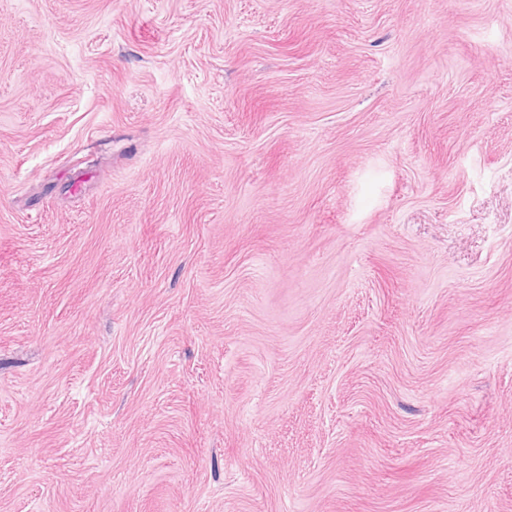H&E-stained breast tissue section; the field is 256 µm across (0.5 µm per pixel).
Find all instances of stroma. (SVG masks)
<instances>
[{"instance_id":"1","label":"stroma","mask_w":512,"mask_h":512,"mask_svg":"<svg viewBox=\"0 0 512 512\" xmlns=\"http://www.w3.org/2000/svg\"><path fill=\"white\" fill-rule=\"evenodd\" d=\"M0 512H512V0H0Z\"/></svg>"}]
</instances>
